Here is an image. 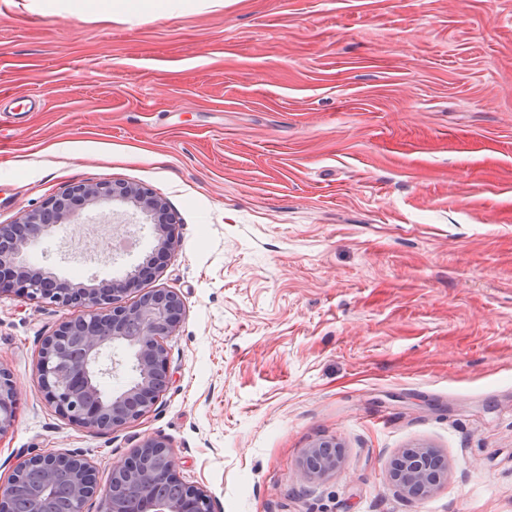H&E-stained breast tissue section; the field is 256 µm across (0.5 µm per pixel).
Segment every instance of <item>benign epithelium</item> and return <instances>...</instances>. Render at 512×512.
<instances>
[{
  "instance_id": "obj_1",
  "label": "benign epithelium",
  "mask_w": 512,
  "mask_h": 512,
  "mask_svg": "<svg viewBox=\"0 0 512 512\" xmlns=\"http://www.w3.org/2000/svg\"><path fill=\"white\" fill-rule=\"evenodd\" d=\"M73 197L92 208L114 202L133 206L151 221L155 249L161 253H173L178 238L166 200L132 182L70 185L43 209L0 224V294L18 290L33 301L83 308L42 343L35 375L45 400L68 421L107 433L145 416L167 390L171 376L165 340L181 323L185 305L167 288H153L131 303L125 301L136 278L152 274L146 262L113 279L107 288L75 283L31 263L27 253L36 242L80 216V210L69 205ZM122 372L127 377L120 387L104 394L102 379L117 378ZM17 400L12 376L0 368V436L16 423ZM340 462L336 443L317 442L308 450L303 480H317ZM60 470L71 476L68 512H83L92 498L99 499L100 512H211L207 491L180 478L167 444L157 439L145 440L133 457L114 467L105 485L80 454H36L0 480V512H11L20 499L30 501V512H42ZM445 470L444 461L421 446L402 451L392 463L390 477L400 492L417 496L432 490Z\"/></svg>"
}]
</instances>
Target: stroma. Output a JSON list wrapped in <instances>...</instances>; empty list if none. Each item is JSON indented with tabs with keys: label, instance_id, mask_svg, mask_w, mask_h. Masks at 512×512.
<instances>
[{
	"label": "stroma",
	"instance_id": "obj_1",
	"mask_svg": "<svg viewBox=\"0 0 512 512\" xmlns=\"http://www.w3.org/2000/svg\"><path fill=\"white\" fill-rule=\"evenodd\" d=\"M160 193L179 245L160 276L185 316L170 385L107 434L34 376L75 307L0 294L17 422L0 476L83 455L101 483L146 439L214 512H512V0H190L134 22L0 0V224L82 182ZM128 208L29 250L102 286ZM340 466L307 483L310 445ZM448 461L421 499L389 476ZM446 470L444 461L430 448H407L393 461L390 477L407 496H417L432 490Z\"/></svg>",
	"mask_w": 512,
	"mask_h": 512
}]
</instances>
